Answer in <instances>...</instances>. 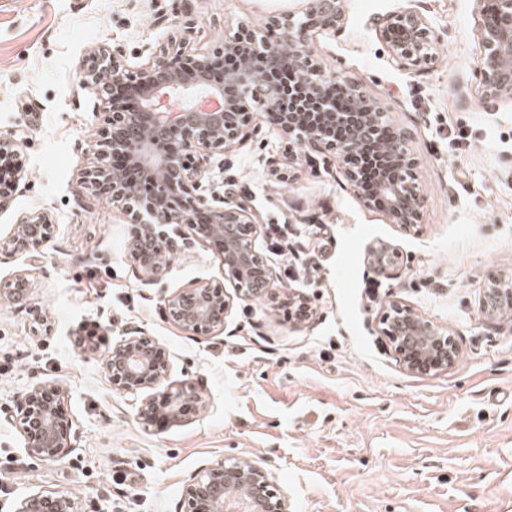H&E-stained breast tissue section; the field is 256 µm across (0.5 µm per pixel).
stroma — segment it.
I'll list each match as a JSON object with an SVG mask.
<instances>
[{"instance_id":"35a3bbf8","label":"stroma","mask_w":512,"mask_h":512,"mask_svg":"<svg viewBox=\"0 0 512 512\" xmlns=\"http://www.w3.org/2000/svg\"><path fill=\"white\" fill-rule=\"evenodd\" d=\"M304 0H0V133H23L25 174L0 238L32 210L54 226L37 250L0 248V285L32 272L22 304L0 294V512L52 490L83 512H180L182 488L206 461L271 464L291 512H512V317L488 315L483 289L512 269V102L485 99L476 69L482 45L475 0H345L336 30L310 48L385 103L410 134L427 207L400 233L365 209L324 153L288 148L269 124L247 144L215 151L211 194L232 190L258 224H284L303 255L319 226L321 265L292 281L267 236L280 294L298 289L315 313L296 325L284 307L235 305L224 331L195 338L165 315V292L223 278L202 244L172 255L144 285L127 259L126 216L82 194L78 174L103 104L83 84L90 48L104 44L130 68L173 41L220 48L244 26L268 35L272 20ZM412 8L439 37L435 58L394 64L375 19ZM295 151V164L283 157ZM396 246L379 269L371 252ZM413 305L455 335L460 358L433 376L408 373L378 329L392 300ZM98 323L100 348L76 339ZM171 354L172 382L195 384L202 406L185 420L145 427L135 402L113 390L107 349L133 329ZM61 385L74 440L43 461L16 426L23 394Z\"/></svg>"}]
</instances>
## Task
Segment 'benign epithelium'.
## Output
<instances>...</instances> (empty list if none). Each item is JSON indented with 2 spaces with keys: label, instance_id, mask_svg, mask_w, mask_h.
I'll return each mask as SVG.
<instances>
[{
  "label": "benign epithelium",
  "instance_id": "obj_1",
  "mask_svg": "<svg viewBox=\"0 0 512 512\" xmlns=\"http://www.w3.org/2000/svg\"><path fill=\"white\" fill-rule=\"evenodd\" d=\"M479 3L478 32L483 48L477 76L484 98L512 100V0ZM306 21L283 14L278 36L261 46L244 48L243 36L225 38L220 52H236L241 62L225 75L234 91L225 96L224 84L201 87L192 76L211 68V58L189 52L181 41L165 48L138 73L148 87L143 99L128 108L110 92L131 83L125 64L101 45L91 53L106 61L101 70L85 72V82L98 90L107 104V115L96 131V150L84 160L79 186L89 195L112 204L128 219L127 258L148 280L159 278L162 268L153 264L159 253L175 254L195 242L206 244L222 260L224 283L198 282L191 288L163 297L167 317L195 337L224 331L234 303L259 297L275 303L273 268L256 249L260 225L243 205L212 207L198 194L215 149L233 150L250 138V125L262 120L278 127L282 135L314 151H330L350 191L367 209L382 214L386 223L402 233L418 227L426 199L417 184V157L407 132L391 118L380 100L363 84L343 72L330 70L314 59L309 47L313 30L334 29L343 21V0H308ZM391 60L400 67L429 60L438 44L426 18L407 9L379 27ZM276 72L290 68L304 71L299 94L314 104L317 113H286L288 95L281 85L262 90L268 75L257 74L255 58ZM336 87L358 101L359 111L338 112L325 91ZM224 101V109L200 112L193 104L201 99ZM333 126L346 129L339 143L324 140ZM25 137L9 131L0 134V209L10 200L11 189L24 174ZM375 149L384 166L375 195L379 207L361 189L358 156ZM119 156L129 165L120 171L112 164ZM52 223L43 211L23 215L10 232L15 249H35L51 234ZM30 286L29 270L18 271L4 293L20 297ZM232 291H227V288ZM483 304L492 315L512 313V270H503L489 281ZM288 307L296 319H308V302L299 291L288 294ZM379 331L391 344L404 369L415 375H434L455 365L459 349L453 332L435 323L403 300L392 301L381 313ZM104 368L112 388L139 402L138 416L146 426L160 420H182L201 403L188 382H167L170 353L142 331L133 330L112 344ZM17 426L29 453L46 461L58 459L72 446V422L63 390L53 381L29 388L18 405ZM182 512H290L288 494L269 465L241 457L217 458L202 465L182 490ZM22 512H81L79 503L53 491H40L25 499Z\"/></svg>",
  "mask_w": 512,
  "mask_h": 512
}]
</instances>
